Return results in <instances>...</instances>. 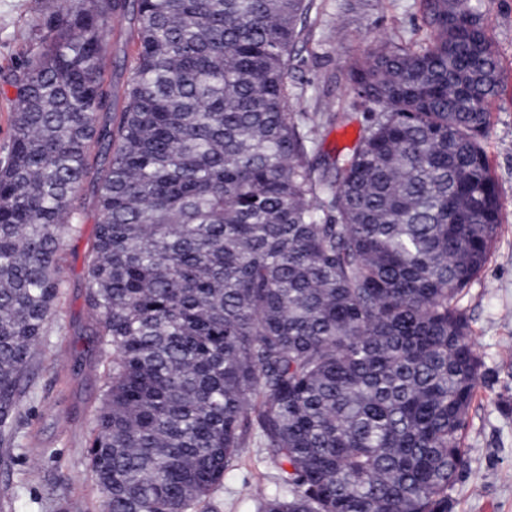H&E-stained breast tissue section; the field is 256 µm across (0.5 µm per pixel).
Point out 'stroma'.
<instances>
[{
	"mask_svg": "<svg viewBox=\"0 0 512 512\" xmlns=\"http://www.w3.org/2000/svg\"><path fill=\"white\" fill-rule=\"evenodd\" d=\"M58 0H0V155L11 138L14 70L36 51ZM504 79L481 139L497 183L503 223L489 260L458 298L479 359V385L463 432L466 467L450 492L452 512H512V0H482ZM309 39L288 77L293 112H344L347 125L322 124L307 158L315 162L352 146L364 123L363 105L348 90L346 70L371 42L423 36L420 0H313ZM105 76L129 79L134 52L130 24L110 28ZM97 227L95 194L82 190V224L60 254L64 281L59 316L35 363L17 422L14 449H0V512H99L85 448L101 405L105 364L87 307L84 264ZM277 468L248 442L201 512H255L243 488L276 489Z\"/></svg>",
	"mask_w": 512,
	"mask_h": 512,
	"instance_id": "1",
	"label": "stroma"
}]
</instances>
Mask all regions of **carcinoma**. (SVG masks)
Returning <instances> with one entry per match:
<instances>
[{"label":"carcinoma","mask_w":512,"mask_h":512,"mask_svg":"<svg viewBox=\"0 0 512 512\" xmlns=\"http://www.w3.org/2000/svg\"><path fill=\"white\" fill-rule=\"evenodd\" d=\"M313 0H59L0 157V446L80 233L108 362L86 455L101 512H192L255 435L257 512H450L479 363L457 307L502 224L480 138L503 68L472 0L346 73L371 109L336 174L288 111ZM132 16L119 119L104 33Z\"/></svg>","instance_id":"1"}]
</instances>
